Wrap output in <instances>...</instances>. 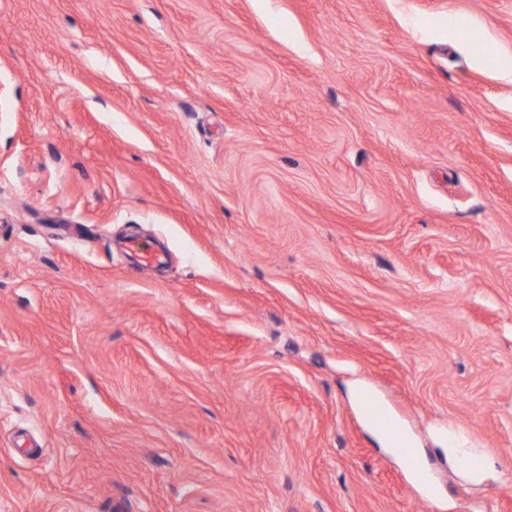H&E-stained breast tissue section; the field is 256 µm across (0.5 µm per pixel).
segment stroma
Here are the masks:
<instances>
[{
    "mask_svg": "<svg viewBox=\"0 0 512 512\" xmlns=\"http://www.w3.org/2000/svg\"><path fill=\"white\" fill-rule=\"evenodd\" d=\"M505 55L512 0H0V512H512ZM448 461L457 463L464 460L473 462L464 472V476L476 483H483L496 472L488 466L482 455L477 454L476 448H468V442L462 433L453 427L448 428Z\"/></svg>",
    "mask_w": 512,
    "mask_h": 512,
    "instance_id": "35a3bbf8",
    "label": "stroma"
}]
</instances>
